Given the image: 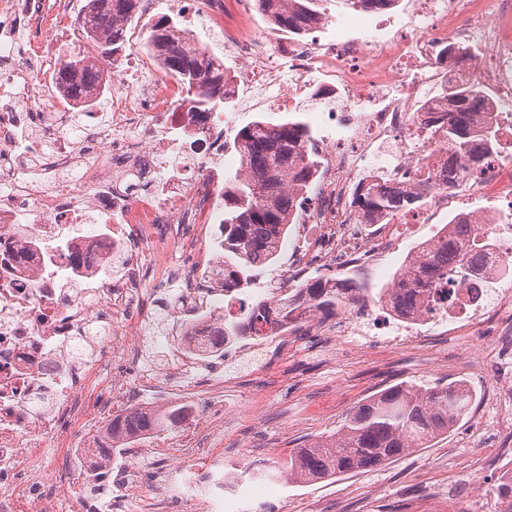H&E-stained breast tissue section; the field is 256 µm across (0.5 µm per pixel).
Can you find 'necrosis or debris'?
<instances>
[{
  "label": "necrosis or debris",
  "mask_w": 512,
  "mask_h": 512,
  "mask_svg": "<svg viewBox=\"0 0 512 512\" xmlns=\"http://www.w3.org/2000/svg\"><path fill=\"white\" fill-rule=\"evenodd\" d=\"M165 5L176 32L203 62L225 53L247 64L224 70V92L238 97L243 82L272 92L281 110L325 101L315 111L318 149L329 164L318 177L315 203L300 211L289 247L291 265L262 300L267 318L246 344L286 342L310 313L288 322L277 301L293 272L307 261H332L348 269L375 260L402 240L406 225L421 223L414 210L377 217L370 232L350 201L358 179L402 192H424L433 211L467 213L490 238L493 256L478 298L456 285H439L436 310L409 317L389 314L386 323L358 315L359 300L346 297L336 326L340 336H378L391 350L419 349L422 327L446 333L471 328L486 313L512 312V292H489L488 282L512 278V152L495 149L483 166L466 172L460 186L444 174L451 153L437 121L448 109V83H475L487 90L486 109L512 139V0H412V31L384 32L356 8L342 19L320 17L335 28L327 42L302 43L278 28L254 33L251 0H140L141 17ZM25 30L28 49L14 56V38ZM365 31L366 39L351 37ZM146 33L125 34L124 49L97 62L95 40L86 36L70 0H0V512H89L67 473L95 478L110 462L93 463L89 448L67 450L62 425L95 414L103 419L147 400L177 408L187 420L201 412L202 398L188 378L211 362L210 341L226 318L248 305L224 286V249L213 242V225L224 221V130L221 112L190 109L186 91L165 74L149 52ZM93 60L112 87L106 122L45 82L63 61ZM492 199L484 211L472 201ZM191 227L169 236L174 221ZM147 251L155 282L178 297L169 380L140 372L134 382L104 380L106 363L134 358L132 341L149 315L148 291L110 260H134ZM194 259L177 271L178 255ZM107 330L94 357L73 365L66 349L87 325ZM52 394V415L31 412L30 400ZM223 429H207L210 461L220 469L210 487L188 501V512H234L243 497L258 494L242 464L226 456ZM52 437L54 453L32 447L35 435Z\"/></svg>",
  "instance_id": "4bbe7bcc"
}]
</instances>
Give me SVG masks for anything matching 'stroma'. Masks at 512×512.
Returning a JSON list of instances; mask_svg holds the SVG:
<instances>
[{
    "label": "stroma",
    "instance_id": "1",
    "mask_svg": "<svg viewBox=\"0 0 512 512\" xmlns=\"http://www.w3.org/2000/svg\"><path fill=\"white\" fill-rule=\"evenodd\" d=\"M450 220L434 214L426 224L410 225L399 247L374 263L345 271L327 264V275L352 278L362 299L376 298L389 287L394 272L414 247L432 238ZM131 278L151 290V314L136 342L137 369L163 365L166 352L158 333L175 334L176 323L167 287L153 283L146 266L131 270ZM263 351L225 353L210 368L195 375L197 384L234 370L239 383L224 394L226 454L271 467L287 461L296 448L335 432L348 412L376 392L402 382L423 386L465 382L474 395L473 407L448 434L429 447L418 448L390 463L336 478L288 486L285 492L248 498L240 512H441L442 505L459 512H495L497 473L489 462L500 448H512V434L491 432L492 417L485 401L493 387V372L473 373L467 365L453 369L402 351H379L376 345L352 348L345 337L317 332L295 337L288 346V370L265 367ZM479 476L469 485L464 474Z\"/></svg>",
    "mask_w": 512,
    "mask_h": 512
}]
</instances>
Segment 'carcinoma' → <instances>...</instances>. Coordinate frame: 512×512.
<instances>
[{
    "mask_svg": "<svg viewBox=\"0 0 512 512\" xmlns=\"http://www.w3.org/2000/svg\"><path fill=\"white\" fill-rule=\"evenodd\" d=\"M137 0H88L89 9L79 23L96 32L116 25L101 43L100 56L110 58L123 50V28L117 22L134 13ZM320 0H286L273 10L274 21L286 30H298L305 20L321 14ZM175 21L160 18L148 28V39L163 48L165 72L178 77L186 89V101L197 109L218 110L230 106L224 96V71L206 70L197 58L170 39ZM58 84L68 94L87 98L98 81L94 65H68L59 72ZM484 110V95L475 85H462L448 93V111L442 124L448 128V147L478 168L497 144L498 131L490 119L480 122L475 115ZM313 136L308 123L288 119L273 123L257 119L241 127L224 146L239 156L244 174L224 179V275L225 282L244 286L251 282L258 265L275 260L279 244L288 234L289 224L301 205L300 198L310 187L320 166L312 149ZM423 194L402 195L382 185H368L356 196V205L370 218L388 215L421 205ZM482 227L463 216L454 217L440 231L421 243L395 271L387 293L400 312L411 313L429 298L433 285L442 280L466 282L477 273L489 242H480ZM353 289L347 280L318 277L302 284L283 304L293 306L305 299L316 312L336 313L342 295ZM256 311L251 310L224 321V329L213 339L217 347L224 341L243 337L252 330ZM106 331L91 327L86 338L74 347V356H85L87 346ZM473 393L461 382L448 385L418 386L396 384L359 403L346 416L336 432L291 453L288 461L275 470H261L257 477L288 474V479L308 483L331 479L399 459L416 448H425L451 430L471 409ZM179 411L156 413L142 408L112 417L111 428L98 455L116 451V443L143 433H157L176 426ZM496 512H512V469L496 488Z\"/></svg>",
    "mask_w": 512,
    "mask_h": 512,
    "instance_id": "1",
    "label": "carcinoma"
}]
</instances>
